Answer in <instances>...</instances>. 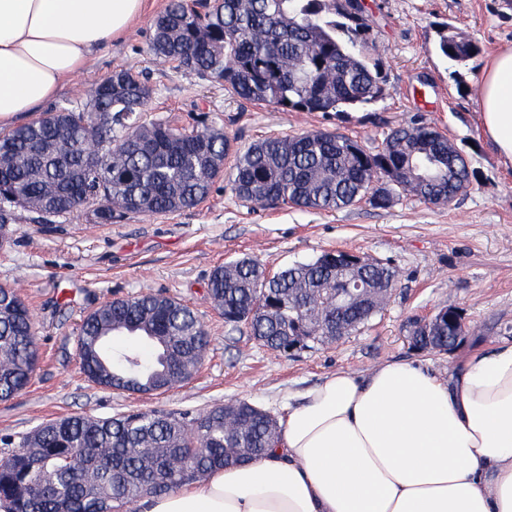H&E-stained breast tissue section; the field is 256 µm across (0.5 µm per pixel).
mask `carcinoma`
<instances>
[{
  "mask_svg": "<svg viewBox=\"0 0 512 512\" xmlns=\"http://www.w3.org/2000/svg\"><path fill=\"white\" fill-rule=\"evenodd\" d=\"M204 11L170 0L154 20L149 49L224 86L242 102L283 112H353L383 94L363 0H213ZM439 51L464 64L480 49L445 25ZM151 89L125 70L68 112L0 135V230L19 207L97 206L118 214L162 215L195 207L229 169L230 189L249 204L336 211L362 201L377 209L405 194L435 206L464 195L473 172L436 126L412 121L370 150L343 134L310 130L267 136L229 154L215 126L191 131L163 118L139 121ZM101 161H82L89 135ZM231 165H226L228 156ZM325 251L270 275L256 258L215 267L207 293L229 331L246 329L259 345L288 356L295 344L332 342L377 315L398 284L390 265ZM457 327L433 317L412 331L413 345L448 351ZM209 336L195 311L162 292L101 303L81 324L77 352L88 381L105 389L163 393L189 380ZM39 362L32 311L0 284V401L25 389ZM278 418L248 400L201 412L149 410L115 416L75 414L22 436L0 459L4 512H113L205 478L216 468L263 457L279 436Z\"/></svg>",
  "mask_w": 512,
  "mask_h": 512,
  "instance_id": "1",
  "label": "carcinoma"
}]
</instances>
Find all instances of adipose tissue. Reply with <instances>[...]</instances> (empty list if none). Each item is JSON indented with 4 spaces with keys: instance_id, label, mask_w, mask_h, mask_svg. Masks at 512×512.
Listing matches in <instances>:
<instances>
[{
    "instance_id": "ef3b65f1",
    "label": "adipose tissue",
    "mask_w": 512,
    "mask_h": 512,
    "mask_svg": "<svg viewBox=\"0 0 512 512\" xmlns=\"http://www.w3.org/2000/svg\"><path fill=\"white\" fill-rule=\"evenodd\" d=\"M143 0H0V127L42 111ZM480 125L512 165V49L482 68ZM262 459L137 512H512V342L442 374L417 360L326 375Z\"/></svg>"
}]
</instances>
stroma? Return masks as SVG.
Segmentation results:
<instances>
[{"instance_id": "1", "label": "stroma", "mask_w": 512, "mask_h": 512, "mask_svg": "<svg viewBox=\"0 0 512 512\" xmlns=\"http://www.w3.org/2000/svg\"><path fill=\"white\" fill-rule=\"evenodd\" d=\"M168 0H145L142 14L66 82L54 106L75 100L113 70L147 81L152 99L144 121L163 117L187 126L190 115L220 127L235 147L268 135L328 129L370 148L399 124L436 125L475 174L467 194L439 207L396 196L385 210L359 203L336 212L258 207L232 194L218 177L211 194L180 213L129 212L97 223L92 206L48 230L21 208L9 244L0 246V283L18 284L34 313L40 362L31 385L0 401L4 438L20 440L37 425L75 413L113 416L150 409L200 411L246 399L274 414L336 371L367 373L380 364L420 359L444 372L471 350L512 340V168L503 166L479 123L481 70L441 57V26L453 24L483 56L512 45V0H365L386 82L381 98L355 112H281L241 103L223 86L149 51L154 19ZM348 250L395 265L400 281L384 310L351 335L285 357L244 333H227L206 293L214 266L243 255L275 272L328 250ZM163 291L189 305L211 343L199 371L160 395L102 389L85 378L77 339L82 318L102 302ZM461 310L469 328L443 354L412 349L414 323L443 308Z\"/></svg>"}]
</instances>
